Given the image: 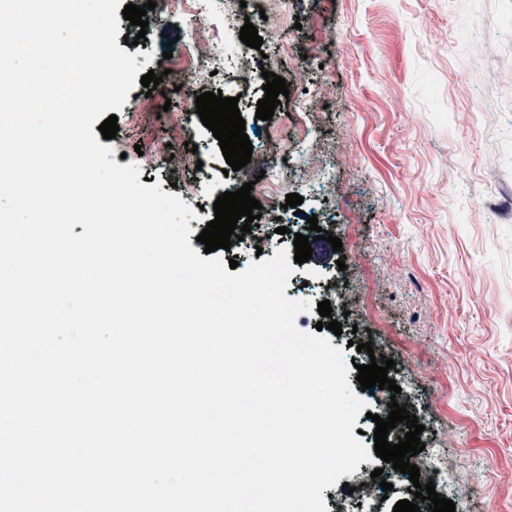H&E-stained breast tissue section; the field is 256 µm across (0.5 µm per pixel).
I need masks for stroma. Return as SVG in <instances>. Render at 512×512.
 I'll return each instance as SVG.
<instances>
[{"label":"stroma","instance_id":"1","mask_svg":"<svg viewBox=\"0 0 512 512\" xmlns=\"http://www.w3.org/2000/svg\"><path fill=\"white\" fill-rule=\"evenodd\" d=\"M247 22L261 48L230 55L215 33L225 69L195 83L188 77L201 63L191 21L156 10L142 45L137 27L120 26L117 46L143 70L167 76L153 91L135 84L148 110L141 123L132 103L118 110L113 159L201 206L191 227L197 236L213 220L217 196L247 183L260 160L228 170L196 96L237 98L246 134L269 154L316 155L301 176L252 190L263 206L254 237L217 256H237L243 268L273 258L293 248L297 223L317 217L341 239L335 257L346 268L311 279L315 262L295 265L285 295L329 301L341 321L330 343L343 349L350 388L366 402L355 424L363 444L374 447L371 417H388L395 396L362 390L357 368L382 355L396 363L388 373L401 388L395 398L423 425L422 443L447 448L452 475L483 479L471 512H512V71L499 64L512 59V0H270L266 17L240 15L234 25ZM272 28L279 39H268ZM329 31L335 40H325ZM260 66L289 86L269 120L256 116L261 88L242 94L236 86L237 70ZM320 86L334 106L317 97ZM166 107L168 120L160 116ZM189 143L201 170L175 160ZM452 165L468 169L467 184L449 181ZM290 193L302 196L300 207H285ZM368 341L372 353L358 352ZM383 465L373 457L325 488L328 512L341 504L371 512L345 487Z\"/></svg>","mask_w":512,"mask_h":512}]
</instances>
